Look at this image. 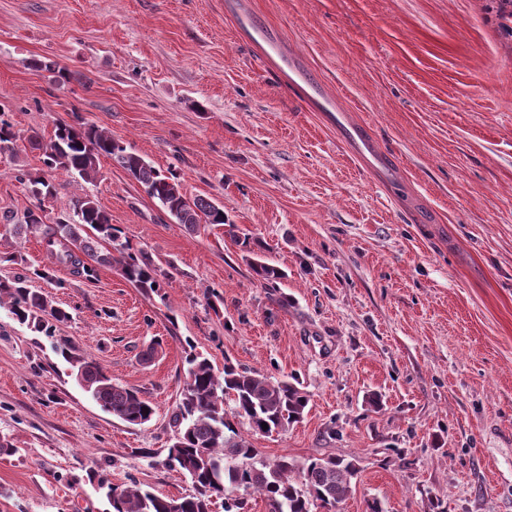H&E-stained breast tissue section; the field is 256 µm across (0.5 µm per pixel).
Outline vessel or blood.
<instances>
[{"instance_id": "1", "label": "vessel or blood", "mask_w": 512, "mask_h": 512, "mask_svg": "<svg viewBox=\"0 0 512 512\" xmlns=\"http://www.w3.org/2000/svg\"><path fill=\"white\" fill-rule=\"evenodd\" d=\"M288 69L294 76V86L301 90L304 98L314 110L325 113L348 151L374 172L392 175L391 165L386 156L377 148L367 129L351 122L346 112L341 110L334 101L325 98L319 83L311 79L304 68L292 61L289 62Z\"/></svg>"}]
</instances>
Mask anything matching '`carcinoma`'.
I'll list each match as a JSON object with an SVG mask.
<instances>
[{
	"mask_svg": "<svg viewBox=\"0 0 512 512\" xmlns=\"http://www.w3.org/2000/svg\"><path fill=\"white\" fill-rule=\"evenodd\" d=\"M485 2L500 31L512 39V0ZM17 139L8 113L0 106V151L12 150ZM37 145L46 169L85 182L96 178L99 158L112 159L189 232L224 224L223 207L204 197L188 198L172 171L150 165L94 123L60 124L48 140ZM19 179L28 181L37 197L54 196L53 185L39 173L22 172ZM75 216L76 222L65 216L47 224L39 206L26 212L24 223L8 225V231L15 237L40 234L54 263L75 275L90 280L98 268L115 267L144 295H161L169 273L146 252L122 239L120 229L94 199L77 201ZM242 245L256 279L277 291L285 274L256 259L265 250L263 241L247 237ZM47 278L49 272L44 268L0 278V308L7 309L18 323L52 338L56 324L69 320L70 314L54 304L51 295L32 286L35 280ZM55 349L70 364L78 384L104 411L132 425H145L153 419L156 409L149 400L112 382L98 362L77 354L69 340L59 339ZM186 364L181 399L170 417L173 441L163 465L190 479L192 491L174 499L135 483L103 479L99 488L112 512H212L219 499L224 512H244L248 497L255 494L264 500L267 512H341L357 476L353 461L327 457L300 462L286 455L265 459L246 437L248 433L284 431L303 419L309 398L297 379L276 378L229 364L220 371L208 358L192 352L187 354ZM264 423L268 428H262Z\"/></svg>",
	"mask_w": 512,
	"mask_h": 512,
	"instance_id": "carcinoma-1",
	"label": "carcinoma"
}]
</instances>
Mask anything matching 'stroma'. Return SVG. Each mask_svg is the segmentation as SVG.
<instances>
[{"mask_svg":"<svg viewBox=\"0 0 512 512\" xmlns=\"http://www.w3.org/2000/svg\"><path fill=\"white\" fill-rule=\"evenodd\" d=\"M244 16L366 125L397 190L343 149ZM0 105L19 134L0 153V278L50 262L37 236L7 243L5 223L39 204L54 223L85 195L173 268L152 298L113 267L37 283L73 314L57 335L155 405L144 427L103 411L50 339L0 309V437L15 447L0 453V512H111L98 474L188 494L161 461L189 345L219 369L299 380L303 420L252 443L352 460L342 512L372 498L512 512V46L482 0H0ZM80 119L223 206L225 225L172 223L108 158L95 183L57 174L37 201L18 178L42 168L35 140ZM247 236L285 271L287 306L254 278Z\"/></svg>","mask_w":512,"mask_h":512,"instance_id":"35a3bbf8","label":"stroma"}]
</instances>
